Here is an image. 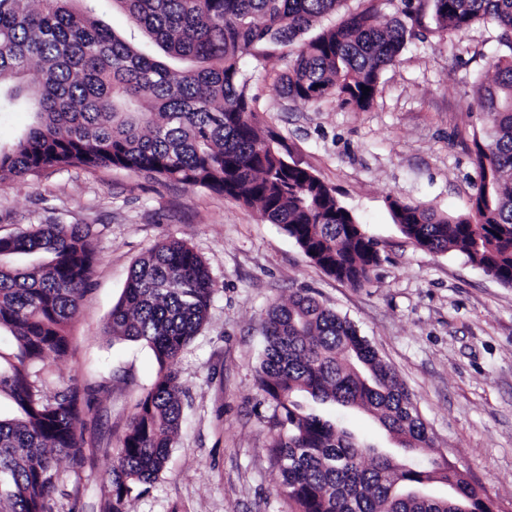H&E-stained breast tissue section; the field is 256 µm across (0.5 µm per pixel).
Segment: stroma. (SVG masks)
I'll return each mask as SVG.
<instances>
[{
    "label": "stroma",
    "mask_w": 512,
    "mask_h": 512,
    "mask_svg": "<svg viewBox=\"0 0 512 512\" xmlns=\"http://www.w3.org/2000/svg\"><path fill=\"white\" fill-rule=\"evenodd\" d=\"M410 31L364 111L333 97L286 98L282 48L245 58L248 91L263 131L290 161L335 188L380 263L365 287L327 275L257 209L224 195L120 168L50 169L0 184V235L34 224H88L97 263L69 327L73 352L49 367V387L84 385V438L94 457L61 460L53 512H101L112 450L159 366L143 343L105 328L130 270L169 237L197 251L217 284L208 319L175 366L183 422L167 465L130 512H289L270 464L272 410L256 382L269 307L305 288L346 316L413 396L437 451L496 512H512V287L457 251L431 253L400 231L390 201L417 202L443 215L468 213L479 181L474 134L485 121L477 92L489 61L505 54L495 25L439 32L431 0H414ZM375 447L395 444L371 416L325 408Z\"/></svg>",
    "instance_id": "1"
}]
</instances>
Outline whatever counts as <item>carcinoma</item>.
I'll return each mask as SVG.
<instances>
[{
  "mask_svg": "<svg viewBox=\"0 0 512 512\" xmlns=\"http://www.w3.org/2000/svg\"><path fill=\"white\" fill-rule=\"evenodd\" d=\"M99 0H0V112L32 114L0 147V183L51 168H125L224 194L279 225L326 273L362 288L376 244L336 190L288 161L262 132L241 61L290 48L281 91L334 96L368 109L407 30L383 24L376 0L307 33L345 0H112L140 33L133 41L98 18ZM437 28L501 29L511 55L492 60L477 105L490 128L473 138L481 181L468 214L442 216L394 199L402 234L433 253L450 249L512 286V0H432ZM369 89L365 93L362 88ZM33 257L19 266L13 259ZM97 261L89 224H37L0 235V394L19 414L0 419V512H52L62 458L86 459L89 408L73 381L49 391L46 362L70 356L68 327ZM217 292L186 242L158 243L132 266L107 333L142 341L160 372L113 449L101 512H128L163 471L182 422L175 363L198 335ZM257 385L278 429L270 461L292 512H492L465 475L435 453L411 393L356 325L296 289L265 318ZM323 405L372 415L403 456L379 450L324 416ZM442 483L448 496L431 487Z\"/></svg>",
  "mask_w": 512,
  "mask_h": 512,
  "instance_id": "obj_1",
  "label": "carcinoma"
}]
</instances>
